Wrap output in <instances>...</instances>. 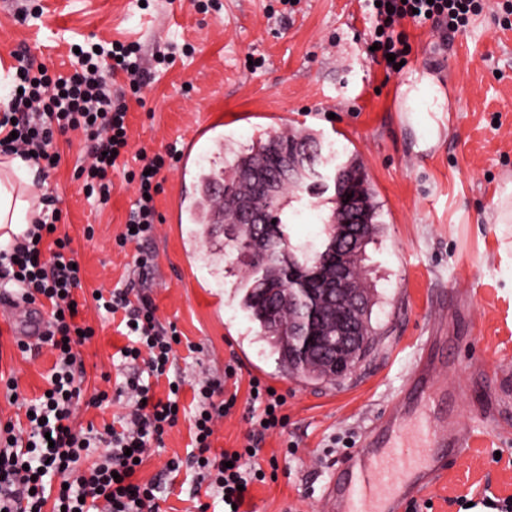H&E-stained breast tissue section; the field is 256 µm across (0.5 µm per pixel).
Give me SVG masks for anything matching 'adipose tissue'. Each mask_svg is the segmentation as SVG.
I'll return each mask as SVG.
<instances>
[{"mask_svg":"<svg viewBox=\"0 0 512 512\" xmlns=\"http://www.w3.org/2000/svg\"><path fill=\"white\" fill-rule=\"evenodd\" d=\"M35 169L20 158L0 161V241L10 242L12 234L26 229L34 215L30 195Z\"/></svg>","mask_w":512,"mask_h":512,"instance_id":"1","label":"adipose tissue"}]
</instances>
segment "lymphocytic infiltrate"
Segmentation results:
<instances>
[{
  "label": "lymphocytic infiltrate",
  "mask_w": 512,
  "mask_h": 512,
  "mask_svg": "<svg viewBox=\"0 0 512 512\" xmlns=\"http://www.w3.org/2000/svg\"><path fill=\"white\" fill-rule=\"evenodd\" d=\"M488 0H367L372 21L371 42L377 48L370 57L399 72L410 53L404 20L430 25L442 36L466 31L482 14ZM17 62L7 107L0 113V154L16 155L36 164L50 176L61 163L56 148L59 138L80 133L87 157L74 170L87 197L107 204L112 195V170L118 156L129 145L127 94H139L148 74L136 44L113 43L110 50H84L77 54L69 74L53 73L45 65H33L27 53H15ZM124 73L128 91L112 88V77ZM176 146L151 153L141 152L140 172L131 173L139 198L118 236L119 244L135 243V264L142 269L153 262L142 250L151 239L158 214L153 201L162 190L166 172L178 161ZM59 208L44 212L10 245L0 250V282L12 285L25 302L45 309L46 331L42 341L56 352L49 392L26 403L29 413L25 434L14 424L0 428V512H161L157 482L138 479L139 461L150 442L161 440L179 420V391L170 389L166 398L154 396L144 376L167 375L176 356V326H163L149 296L118 289H97L92 299L97 309L121 315L128 339L121 357L143 371L127 378L125 385L134 400L132 410L117 424L102 431L83 432L74 427L80 400L104 409L111 401L107 392L86 394L84 363L80 349L91 343L96 330L79 316L84 308L76 297L83 287L77 253L68 234L58 231ZM236 368L224 367L223 380H205L194 387L195 412L190 418L192 450L187 458L170 459L167 475L187 468L192 472L193 498L199 512H207V499L221 498L224 505L243 506L246 486L265 482L262 467L252 460L260 452L266 434L285 427L284 395L270 392L268 385L251 379V404L247 443L240 448L214 451L216 423L226 417L235 401L224 398V379L235 377ZM106 441L97 450V441Z\"/></svg>",
  "instance_id": "1"
}]
</instances>
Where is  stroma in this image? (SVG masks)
<instances>
[{
  "mask_svg": "<svg viewBox=\"0 0 512 512\" xmlns=\"http://www.w3.org/2000/svg\"><path fill=\"white\" fill-rule=\"evenodd\" d=\"M220 10L198 11L187 0H40L41 16L16 20L27 0H0V91L9 92L13 51L29 50L35 63L71 70L73 44L136 42L144 59L173 47L174 63L152 73L141 100H129L130 146L125 169L140 150L155 151L190 135L201 113L220 111L225 144L240 149L252 137L285 128L311 133L321 149L336 146L319 170L324 194L303 197L294 209L306 223L288 225L293 243H321L330 213L333 178L348 159H359L379 205L380 232L363 264L376 305L372 348L344 378L308 382L281 373L259 327L242 308L236 276L224 270L217 247L223 235L201 238L194 224L169 219L179 197L194 194L193 180L167 173L156 209L162 217L143 246H118L136 202L125 169L112 174V198L87 199L73 176L84 156L79 134L60 142V167L35 178V197L52 195L62 212L61 231L73 240L85 293L103 288L143 290L160 323L176 324L185 339L168 378L153 383L155 396L169 379L188 387L204 376L223 378L234 363L239 391L231 414L219 422L214 448H238L249 429L248 382L259 378L285 395V429L267 435L260 462L278 457L276 480L250 486L246 512H322V493L336 472L331 439L360 442L365 429L396 399L421 346L447 367L462 391L443 407L467 428L463 456L425 497L431 512H462L457 495L512 493V223L497 221L500 198L512 183V28L488 14L466 32L441 42L427 26L406 24L411 45L402 72L387 74L365 54L361 0H299L282 15L279 0H220ZM430 76L440 90L455 89L452 111L408 112L403 86ZM93 238H86V228ZM154 256L148 272L133 257ZM477 288L471 308L460 292ZM15 310L0 299V377L14 378L24 396H39L56 362L50 346L31 341L21 352L10 329ZM97 336L83 350L85 389L108 391L104 410L79 407L76 427L103 424L128 412L119 394L126 369L118 350L125 339L116 322L88 307ZM196 352H189L188 344ZM187 417L151 443L139 473L150 480L172 457H186ZM296 445L286 455L287 445Z\"/></svg>",
  "mask_w": 512,
  "mask_h": 512,
  "instance_id": "stroma-1",
  "label": "stroma"
}]
</instances>
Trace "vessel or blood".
<instances>
[{
    "label": "vessel or blood",
    "mask_w": 512,
    "mask_h": 512,
    "mask_svg": "<svg viewBox=\"0 0 512 512\" xmlns=\"http://www.w3.org/2000/svg\"><path fill=\"white\" fill-rule=\"evenodd\" d=\"M224 125L219 112L202 114L180 153L177 167L188 173L194 145H209ZM17 322L28 336L43 330L42 312L18 301ZM448 397L444 366L420 351L400 397L386 406L340 465L322 497L323 512H406L449 468L447 449L468 445V432L440 410Z\"/></svg>",
    "instance_id": "vessel-or-blood-1"
}]
</instances>
